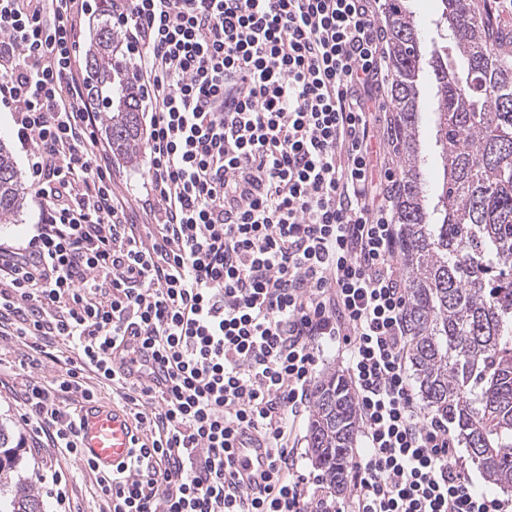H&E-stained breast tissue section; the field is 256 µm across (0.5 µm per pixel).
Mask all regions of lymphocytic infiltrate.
Instances as JSON below:
<instances>
[{"label": "lymphocytic infiltrate", "instance_id": "1", "mask_svg": "<svg viewBox=\"0 0 512 512\" xmlns=\"http://www.w3.org/2000/svg\"><path fill=\"white\" fill-rule=\"evenodd\" d=\"M86 2L0 0V104L40 210L0 245L32 441L80 457L68 406L103 389L147 438L96 476L107 512H512L415 399L377 0H110L148 102L142 196L114 181L75 65ZM56 342L72 354L39 381ZM328 346L364 442L340 502L294 456ZM238 435L273 449L268 472L240 478Z\"/></svg>", "mask_w": 512, "mask_h": 512}]
</instances>
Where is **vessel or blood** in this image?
<instances>
[{"label":"vessel or blood","mask_w":512,"mask_h":512,"mask_svg":"<svg viewBox=\"0 0 512 512\" xmlns=\"http://www.w3.org/2000/svg\"><path fill=\"white\" fill-rule=\"evenodd\" d=\"M81 419L80 441L84 458L104 473L123 467L133 454L139 436L129 411H109L89 404L84 407ZM270 454L267 448H238L234 458L241 471L263 473L268 469Z\"/></svg>","instance_id":"b4317fda"}]
</instances>
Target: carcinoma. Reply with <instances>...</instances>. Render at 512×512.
Here are the masks:
<instances>
[{"label":"carcinoma","instance_id":"cac0c4a2","mask_svg":"<svg viewBox=\"0 0 512 512\" xmlns=\"http://www.w3.org/2000/svg\"><path fill=\"white\" fill-rule=\"evenodd\" d=\"M439 41L424 46L405 0H386L390 107L401 150L396 219L409 290L411 362L429 413L448 425L488 483L512 489V27L473 0H436ZM118 32L90 27L85 69L91 102L105 113L112 155L135 164L143 145L144 89L117 60ZM437 103L442 173L428 188L419 137V80ZM24 186L0 143V221L16 216ZM357 408L345 378L315 383L311 462L331 488L348 477ZM19 444L0 426V492L10 512H46L18 477Z\"/></svg>","mask_w":512,"mask_h":512}]
</instances>
